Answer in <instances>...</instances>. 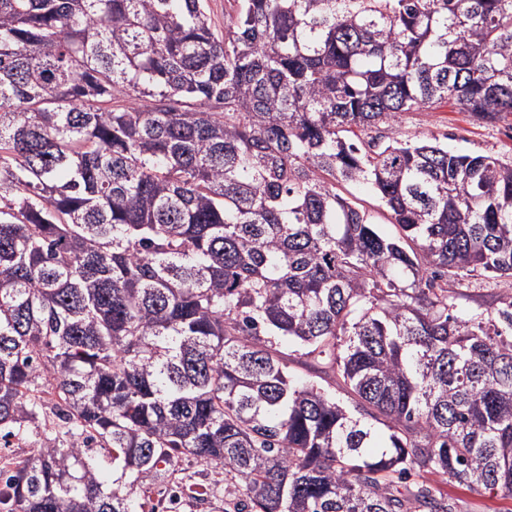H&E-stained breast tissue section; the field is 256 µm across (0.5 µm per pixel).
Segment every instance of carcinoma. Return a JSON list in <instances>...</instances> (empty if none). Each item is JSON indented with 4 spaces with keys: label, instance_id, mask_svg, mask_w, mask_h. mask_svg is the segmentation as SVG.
Wrapping results in <instances>:
<instances>
[{
    "label": "carcinoma",
    "instance_id": "obj_1",
    "mask_svg": "<svg viewBox=\"0 0 512 512\" xmlns=\"http://www.w3.org/2000/svg\"><path fill=\"white\" fill-rule=\"evenodd\" d=\"M237 2L0 0V512L512 500V159L388 133L512 116V0ZM347 189L352 193L353 198H357L354 200L366 207L374 216V220L378 223V228L382 233L388 236L397 234V227L389 223V218L384 211V207L367 187L363 185H351L348 186ZM470 283L465 282L462 286L448 283L449 293L453 297V302L457 310L461 313L475 308L477 302L486 298L491 292H498L496 288H508L505 284L495 282L496 280L478 277V279H470ZM175 469L173 475L177 481H182L183 484H198V490H207L209 493V500L222 501L224 495V470L206 468V466L198 463L194 458L187 456H180L174 459L173 466L170 470ZM182 479V480H181ZM222 507L224 502L222 501ZM448 494L459 499L461 512H494L511 508V501L488 492H471L448 482Z\"/></svg>",
    "mask_w": 512,
    "mask_h": 512
}]
</instances>
